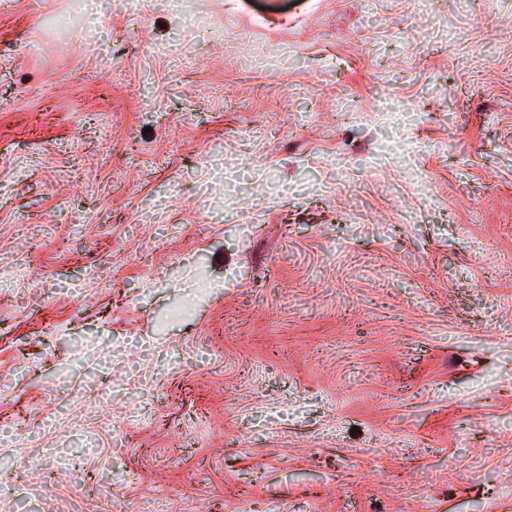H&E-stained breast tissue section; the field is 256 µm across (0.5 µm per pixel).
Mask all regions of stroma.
Segmentation results:
<instances>
[{
  "instance_id": "obj_1",
  "label": "stroma",
  "mask_w": 512,
  "mask_h": 512,
  "mask_svg": "<svg viewBox=\"0 0 512 512\" xmlns=\"http://www.w3.org/2000/svg\"><path fill=\"white\" fill-rule=\"evenodd\" d=\"M7 473L0 512H512V0H6Z\"/></svg>"
}]
</instances>
